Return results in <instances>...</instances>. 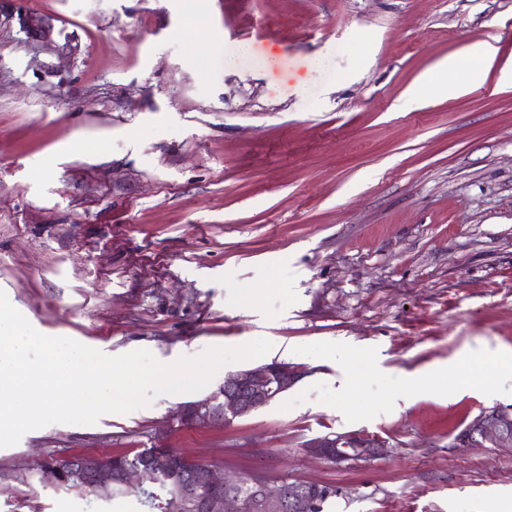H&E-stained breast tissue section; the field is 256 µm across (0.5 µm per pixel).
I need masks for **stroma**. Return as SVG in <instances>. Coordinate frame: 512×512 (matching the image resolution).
<instances>
[{
	"mask_svg": "<svg viewBox=\"0 0 512 512\" xmlns=\"http://www.w3.org/2000/svg\"><path fill=\"white\" fill-rule=\"evenodd\" d=\"M46 44L0 23V290L39 332L169 364L264 338L304 376L230 424L161 395L0 448V512H133L9 479L39 457L156 445L230 474L344 489L336 512H512V449L453 448L512 372V88L458 97L421 74L494 36L512 0H24ZM79 46L58 58L64 39ZM252 46L238 51L240 43ZM450 365L447 394L404 373ZM363 431L367 463L307 456ZM472 365L478 373H482L489 367L501 369L505 365L512 369V349H509L506 356L499 352L489 353L485 350L475 353ZM303 448L307 454L331 463H362L381 456L387 444L374 435L352 431L311 438Z\"/></svg>",
	"mask_w": 512,
	"mask_h": 512,
	"instance_id": "1",
	"label": "stroma"
}]
</instances>
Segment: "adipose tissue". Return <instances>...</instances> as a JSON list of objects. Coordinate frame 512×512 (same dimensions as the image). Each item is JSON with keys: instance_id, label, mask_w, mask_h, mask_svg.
<instances>
[{"instance_id": "ef3b65f1", "label": "adipose tissue", "mask_w": 512, "mask_h": 512, "mask_svg": "<svg viewBox=\"0 0 512 512\" xmlns=\"http://www.w3.org/2000/svg\"><path fill=\"white\" fill-rule=\"evenodd\" d=\"M498 54L497 47L487 39L471 45L464 54L442 59L433 72L424 74L408 94L421 98L430 83L442 82L449 95L456 96L469 88L482 86Z\"/></svg>"}]
</instances>
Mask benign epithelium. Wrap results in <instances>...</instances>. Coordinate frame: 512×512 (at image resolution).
Instances as JSON below:
<instances>
[{"label":"benign epithelium","instance_id":"1","mask_svg":"<svg viewBox=\"0 0 512 512\" xmlns=\"http://www.w3.org/2000/svg\"><path fill=\"white\" fill-rule=\"evenodd\" d=\"M18 20L20 31L43 40L52 39L53 27L46 19L22 6V0H0V16ZM305 372L285 362L262 364L224 378V385L211 397L182 406L177 418L184 424L212 426L243 418L267 406L301 380ZM512 448V408L482 410L453 439L462 452L474 448ZM385 441L365 432L331 433L311 438L307 454L331 463L369 462L384 453ZM189 465L188 478L162 499L163 512H188L198 493L201 512H307L312 497L286 495L284 487L270 488L266 480H248L228 475L220 468L191 460L170 450L156 454L141 465L116 469L106 455L76 454L45 458L39 465L40 480L51 485L69 478L98 493L118 483L147 495L157 482L158 470Z\"/></svg>","mask_w":512,"mask_h":512}]
</instances>
